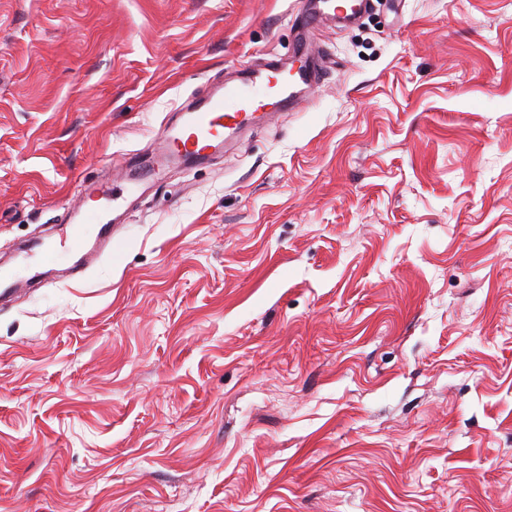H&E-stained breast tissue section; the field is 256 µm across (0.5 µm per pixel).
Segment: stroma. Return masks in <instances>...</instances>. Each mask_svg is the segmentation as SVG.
Returning a JSON list of instances; mask_svg holds the SVG:
<instances>
[{
	"label": "stroma",
	"instance_id": "stroma-1",
	"mask_svg": "<svg viewBox=\"0 0 512 512\" xmlns=\"http://www.w3.org/2000/svg\"><path fill=\"white\" fill-rule=\"evenodd\" d=\"M0 0V512H512V0ZM328 56L201 163L162 127ZM63 244L60 248L51 251L35 250L30 248V253L23 260L37 257L35 267H26L18 264L11 267L0 266V296L21 290L34 280L38 273L34 269L42 265L67 266L71 271V277L80 279L83 269L81 260L87 255L91 240L94 243H108L112 240V224L104 223L102 212L95 207H88L82 212L79 223L70 225L63 236Z\"/></svg>",
	"mask_w": 512,
	"mask_h": 512
}]
</instances>
